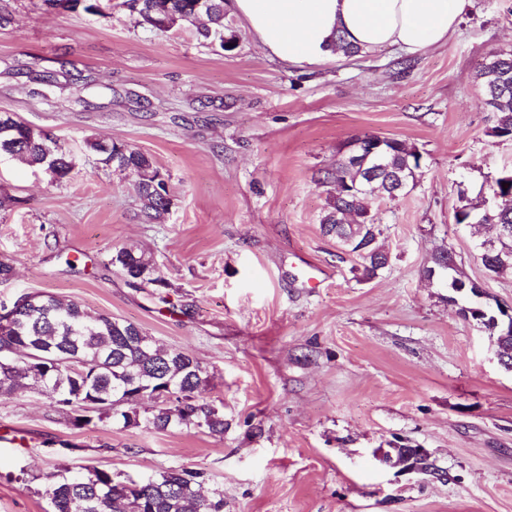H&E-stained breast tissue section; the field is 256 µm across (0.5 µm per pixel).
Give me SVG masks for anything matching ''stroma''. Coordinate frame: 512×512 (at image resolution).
I'll use <instances>...</instances> for the list:
<instances>
[{
    "label": "stroma",
    "mask_w": 512,
    "mask_h": 512,
    "mask_svg": "<svg viewBox=\"0 0 512 512\" xmlns=\"http://www.w3.org/2000/svg\"><path fill=\"white\" fill-rule=\"evenodd\" d=\"M0 113L51 134L74 167L64 179L0 155V307L27 294L132 322L207 367L203 394L223 437L197 430L83 428L45 393L0 398V512H49L46 472L98 467L145 479L203 472L224 512H512V371L482 325L424 280L451 249L487 305L512 307V273L489 274L461 206L512 168V140L476 78L512 52V0H465L456 30L409 55L388 47L295 65L268 54L232 4L233 50L106 16L0 0ZM403 139L422 159L413 190L371 208L387 267L323 236L317 183L343 144ZM150 155L173 194L155 223L133 178L103 169L87 141ZM152 257L164 287H129L113 247ZM78 258L76 269L68 259ZM424 448L437 474L402 471L382 451Z\"/></svg>",
    "instance_id": "stroma-1"
}]
</instances>
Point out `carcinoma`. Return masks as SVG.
<instances>
[{
    "label": "carcinoma",
    "mask_w": 512,
    "mask_h": 512,
    "mask_svg": "<svg viewBox=\"0 0 512 512\" xmlns=\"http://www.w3.org/2000/svg\"><path fill=\"white\" fill-rule=\"evenodd\" d=\"M54 10L93 13L96 0H43ZM158 20L180 12L188 0H146ZM213 11L197 28V36L209 41L226 30L224 0H212ZM484 104L497 114L492 134L512 139V53H497L478 71ZM9 131L0 132V152H7L32 167L46 166L53 160L54 174L62 179L71 170L66 152L50 135L29 136L26 124L17 116H8ZM104 167L115 172L137 175L141 171L159 172L154 160L123 142H112V151H102L98 140L87 141ZM417 149L404 140L385 143L383 168L374 177L372 160L347 166L343 158L323 170L318 182L334 185L328 191L327 207L320 221L322 234L339 241L363 259L362 276L373 278L388 264V256L377 244L378 224L370 215L372 193L395 200L413 188L417 170ZM398 175L403 187L394 190L390 177ZM142 200L141 216L153 223L168 212L169 191L158 193L145 179L137 180ZM499 195L496 204L482 211L461 208L463 222L481 234L487 225L500 229L495 237L481 239L480 259L485 269L496 275L512 272V187H492ZM109 264L120 269L130 286L140 284L166 287L155 276L153 259L134 245L112 250ZM424 275L448 289V304L459 307L466 320L483 325L497 336L499 351L512 364V324L496 312L459 305L475 293V283L457 267L453 252L444 247L433 253ZM15 348L14 358L0 356V397L11 395L18 387L41 389L61 408L83 403L99 416L122 422L125 428L145 425L157 431L172 428L197 429L223 437L224 412L205 400L202 391L209 375L205 366L190 352L163 350L152 337L133 323L110 315L89 314L74 301L51 295H37L17 308L7 325L0 324V349ZM174 392L166 400L163 394ZM50 500V512H224V493L216 488L201 492L203 474L186 467L159 472L144 482L117 480L110 473L92 468L78 475L50 471L44 475Z\"/></svg>",
    "instance_id": "carcinoma-1"
}]
</instances>
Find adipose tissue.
<instances>
[{
    "instance_id": "ef3b65f1",
    "label": "adipose tissue",
    "mask_w": 512,
    "mask_h": 512,
    "mask_svg": "<svg viewBox=\"0 0 512 512\" xmlns=\"http://www.w3.org/2000/svg\"><path fill=\"white\" fill-rule=\"evenodd\" d=\"M463 0H234L259 45L291 64L332 58L337 37L374 52L415 54L447 40Z\"/></svg>"
}]
</instances>
